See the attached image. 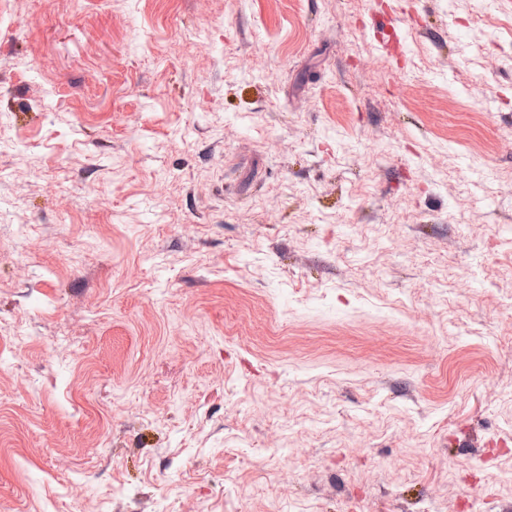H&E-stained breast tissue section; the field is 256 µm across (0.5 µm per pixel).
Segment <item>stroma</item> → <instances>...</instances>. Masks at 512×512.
Returning a JSON list of instances; mask_svg holds the SVG:
<instances>
[{
	"label": "stroma",
	"instance_id": "35a3bbf8",
	"mask_svg": "<svg viewBox=\"0 0 512 512\" xmlns=\"http://www.w3.org/2000/svg\"><path fill=\"white\" fill-rule=\"evenodd\" d=\"M510 473L512 0H7L0 512Z\"/></svg>",
	"mask_w": 512,
	"mask_h": 512
}]
</instances>
